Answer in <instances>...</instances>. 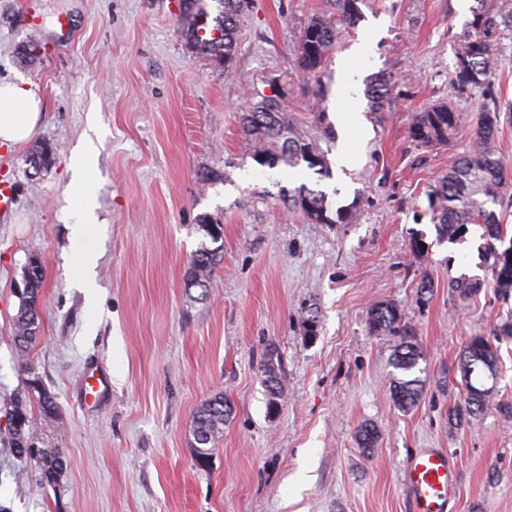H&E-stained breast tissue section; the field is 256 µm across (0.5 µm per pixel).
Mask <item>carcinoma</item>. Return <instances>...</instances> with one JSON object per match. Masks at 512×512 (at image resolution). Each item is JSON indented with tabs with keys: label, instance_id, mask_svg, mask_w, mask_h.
Here are the masks:
<instances>
[{
	"label": "carcinoma",
	"instance_id": "1",
	"mask_svg": "<svg viewBox=\"0 0 512 512\" xmlns=\"http://www.w3.org/2000/svg\"><path fill=\"white\" fill-rule=\"evenodd\" d=\"M218 14L213 18L214 25H208L207 0H181V17L187 20L182 28L190 47L203 56L222 58L229 62L236 47V33L241 13L247 0H215ZM361 0H336L339 21L353 25L361 16L358 3ZM471 18L467 20L459 35V48L456 53L455 83L462 89L479 88L491 75L495 62L497 33L505 23L494 0H474L470 7ZM336 40V27L323 21H314L304 31L299 65L305 71L318 70ZM282 104L265 97L254 104L246 113L245 120L261 144L255 159L262 166L274 167L283 162L296 167L307 163L310 168H318V173L330 176L327 162L315 152L311 144L300 139L292 128L279 119ZM511 120L512 115L487 112L477 127L476 136L468 152L461 155L455 166L440 184L439 192L448 202L438 215V230L443 238L455 239L464 226L481 224L485 228L486 256L491 260L489 269L502 297L512 294V240L509 246L499 249L497 243L504 242V235L496 212L489 205L498 201L505 184V164L495 152L493 144L498 136L501 118ZM462 114L449 105L432 107L415 116L412 136L426 144L446 143L457 132ZM51 147L42 144L30 154V166L39 171L50 162ZM295 209L317 224H347L354 219L351 211L329 215L326 194L302 186L291 195ZM220 248L201 246L190 260L188 288H205L209 277L219 262ZM44 282V269H39L29 279L23 280V287L17 290L19 306L14 318L15 351L25 371L30 373L27 360L31 348L36 344L41 327V290ZM369 324L373 331L401 337L394 355V367L409 372L420 359L422 350L414 339L413 331L401 323L397 308L391 304H381L372 309ZM462 370L466 378V396L457 404L450 416L461 425L482 412L490 393L488 388H478L471 382L474 373L493 372L497 360L490 340L485 336L471 337L463 347ZM279 364L268 357L264 364L265 386L268 412L279 411L281 387ZM28 400L18 399L11 413V429L7 443L19 456L30 454V445L38 440L33 419L27 411V401H36L44 420L55 417L57 404L54 395L42 382L27 385ZM421 394L420 379L393 380L391 396L394 404L408 410L414 407ZM230 406L224 395L217 393L200 407L193 416L194 459L200 466H206L212 455L216 438L224 430V421L229 416ZM378 441V431L371 424H364L358 431L360 447L371 450ZM44 481L61 474L66 468V453L63 448H36L33 454Z\"/></svg>",
	"mask_w": 512,
	"mask_h": 512
}]
</instances>
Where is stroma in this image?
Instances as JSON below:
<instances>
[{
	"label": "stroma",
	"instance_id": "1",
	"mask_svg": "<svg viewBox=\"0 0 512 512\" xmlns=\"http://www.w3.org/2000/svg\"><path fill=\"white\" fill-rule=\"evenodd\" d=\"M469 0H362L355 27H337L319 72L298 50L313 21L335 20L336 0H251L233 60L193 52L179 0H0V81L35 84L45 108L31 142L0 146L14 204L0 215V439L11 401L36 374L57 415L37 420L65 449L58 482L0 442V505L8 512H412L403 477L419 448L446 450L460 494L453 512H512V336L498 348L484 412L456 425L461 351L512 319L485 258L480 225L456 242L438 236L440 183L473 142L487 111L512 113V30L498 38L488 82L452 83ZM73 21L60 28V17ZM366 44L364 58L351 50ZM354 60L369 128L355 168L336 169L339 65ZM390 79L381 110L366 91ZM333 169L259 165L242 125L262 97ZM446 104L463 116L444 144L411 136L416 113ZM93 142L96 166L95 305L74 288L80 243L68 217L69 157ZM52 149L34 171V146ZM495 149L507 183L494 210L512 237V121ZM324 192L350 224H317L284 204L299 186ZM223 227L207 290L185 285L191 255ZM422 237L420 252L410 248ZM44 268L41 338L21 365L13 342L15 288L30 257ZM429 294L419 295L421 280ZM476 285L475 293L460 283ZM389 303L424 357L422 395L401 410L390 397L398 337L374 332ZM280 364L282 400L267 410L262 373ZM112 395L84 407L88 365ZM232 406L208 466L193 457V416L215 393ZM380 435L358 447L361 425Z\"/></svg>",
	"mask_w": 512,
	"mask_h": 512
}]
</instances>
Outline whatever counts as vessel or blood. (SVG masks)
<instances>
[{"mask_svg": "<svg viewBox=\"0 0 512 512\" xmlns=\"http://www.w3.org/2000/svg\"><path fill=\"white\" fill-rule=\"evenodd\" d=\"M109 385L105 376L89 372L83 388L84 401L98 404ZM404 477L415 512H451L459 484L456 466L447 452L437 448L415 451L405 463Z\"/></svg>", "mask_w": 512, "mask_h": 512, "instance_id": "vessel-or-blood-1", "label": "vessel or blood"}]
</instances>
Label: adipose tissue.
Here are the masks:
<instances>
[{
	"label": "adipose tissue",
	"instance_id": "1",
	"mask_svg": "<svg viewBox=\"0 0 512 512\" xmlns=\"http://www.w3.org/2000/svg\"><path fill=\"white\" fill-rule=\"evenodd\" d=\"M42 116V100L33 84L0 82V145H21L37 131ZM95 159L93 147L72 155L70 166L77 177L70 184V196L77 202L73 213L76 231L84 247L79 256L77 278L82 287L93 285L91 269L95 260L91 226L95 222L96 193L87 173Z\"/></svg>",
	"mask_w": 512,
	"mask_h": 512
}]
</instances>
